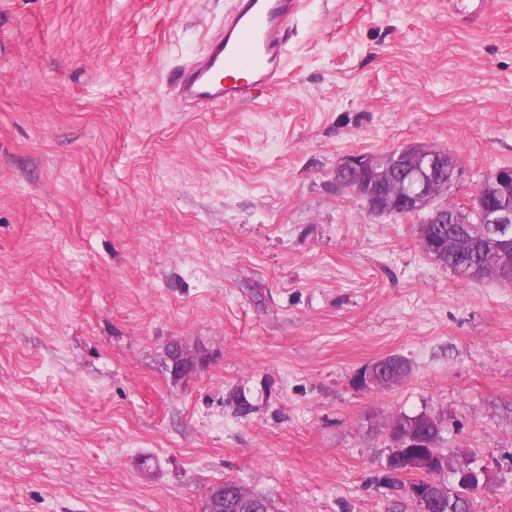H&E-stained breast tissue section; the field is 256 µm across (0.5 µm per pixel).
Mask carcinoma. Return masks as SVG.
<instances>
[{
	"mask_svg": "<svg viewBox=\"0 0 512 512\" xmlns=\"http://www.w3.org/2000/svg\"><path fill=\"white\" fill-rule=\"evenodd\" d=\"M445 246L437 261L456 273L462 281L471 280V273L484 271L489 277L503 283H512V254L502 252V248H493L480 238L470 235L463 230L461 224H441ZM384 371L367 385L362 386L366 391L381 392L403 381L410 372L407 360L399 355H391L379 360ZM390 427L428 429V448L436 455L438 467L428 472V485L433 492L437 505L429 508V512H471L473 501L471 494L460 489L455 477L461 465L453 456L438 448L442 439L443 420L427 414H401L392 420ZM248 498L252 507H275L274 500L267 494L247 491L237 482H224V512H240L238 504L243 498Z\"/></svg>",
	"mask_w": 512,
	"mask_h": 512,
	"instance_id": "1",
	"label": "carcinoma"
}]
</instances>
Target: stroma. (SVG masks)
I'll use <instances>...</instances> for the list:
<instances>
[{"mask_svg":"<svg viewBox=\"0 0 512 512\" xmlns=\"http://www.w3.org/2000/svg\"><path fill=\"white\" fill-rule=\"evenodd\" d=\"M229 6L0 0V512H199L227 480L414 512L383 478L422 412L474 512H512V284L332 186L411 142L457 160L451 205L512 166V0H305L283 84L202 110L170 76ZM389 354L404 381L354 385Z\"/></svg>","mask_w":512,"mask_h":512,"instance_id":"stroma-1","label":"stroma"}]
</instances>
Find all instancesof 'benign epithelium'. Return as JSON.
<instances>
[{
	"label": "benign epithelium",
	"mask_w": 512,
	"mask_h": 512,
	"mask_svg": "<svg viewBox=\"0 0 512 512\" xmlns=\"http://www.w3.org/2000/svg\"><path fill=\"white\" fill-rule=\"evenodd\" d=\"M448 173L445 188L456 184L459 168L446 166L445 154L417 143L405 144L387 154H350L336 167V188L363 197L368 212L375 216H408L425 208H432L436 224H474L476 230L492 237L499 245L512 249V207L499 205L492 193H507L512 188V168L492 172L477 190L471 202L454 205H434L440 197L439 183ZM385 183L398 180V192L365 193L361 183ZM407 470L424 473L432 459L423 448L418 433L402 435ZM202 512H224V487L215 486L204 500Z\"/></svg>",
	"instance_id": "obj_1"
}]
</instances>
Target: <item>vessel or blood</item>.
<instances>
[{
    "label": "vessel or blood",
    "instance_id": "b4317fda",
    "mask_svg": "<svg viewBox=\"0 0 512 512\" xmlns=\"http://www.w3.org/2000/svg\"><path fill=\"white\" fill-rule=\"evenodd\" d=\"M302 0H232L224 26L171 84L184 101L207 106L253 102L279 86L287 60L288 22Z\"/></svg>",
    "mask_w": 512,
    "mask_h": 512
}]
</instances>
